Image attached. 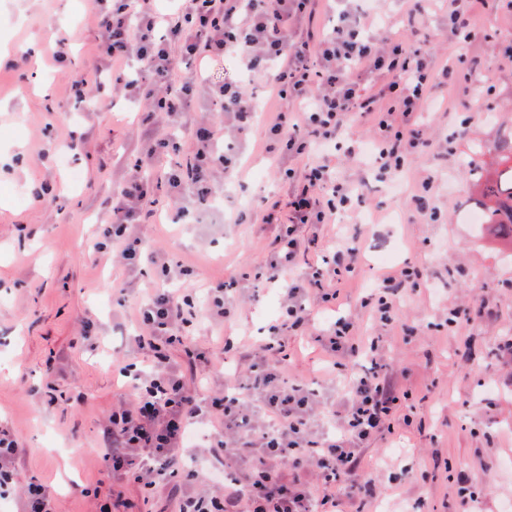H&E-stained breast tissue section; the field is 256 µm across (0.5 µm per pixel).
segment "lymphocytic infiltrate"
<instances>
[{
    "label": "lymphocytic infiltrate",
    "instance_id": "1",
    "mask_svg": "<svg viewBox=\"0 0 512 512\" xmlns=\"http://www.w3.org/2000/svg\"><path fill=\"white\" fill-rule=\"evenodd\" d=\"M159 2L112 0L104 6L101 49L112 67L75 77L78 99L118 87L128 100L139 102L141 122L159 112L175 117L189 110L200 81L195 73L176 80L180 67L234 59L238 79L211 87L217 111L231 114L236 134L264 129L288 156L303 159V180L292 189L287 222H280L276 203L265 198L259 204L262 223L278 228L261 277L283 285V313L261 346V360L222 394L201 393L172 360L173 351L185 347L197 312L189 298L169 287L156 289L135 319L134 341L149 351L150 365L122 370L132 381L135 401L113 409L106 458L113 470L125 471L150 491L164 477L185 475L193 490L172 491L173 512H329L340 501L370 502L380 490L359 474L357 454L374 433L393 434L399 409L385 364L373 358L350 376V401L336 433L323 439L310 434L321 411L318 392L278 374L281 336L307 325L312 305L337 300V285L355 270L358 254L339 249L332 260L308 265L299 279L285 283L281 275L300 258L296 225L335 223L338 214L361 201L355 186L336 180L313 153L350 136L352 122L365 118L374 131L363 143L364 154L379 179L398 177L407 156L446 152L447 143L426 137L420 117L432 108L434 88L449 85L448 70L437 67L431 39L423 33L381 40L370 35L376 21L370 12H339L334 23L316 32L303 26L315 17V0H177L170 12ZM257 84L274 102L273 114L255 110ZM189 136L191 161L171 168L167 177V195L187 223L213 196L218 167L232 162L219 126L199 124ZM141 169L134 164L113 197L101 234L119 245L126 266L157 265L169 282L181 279L184 269L161 262L132 230L151 194ZM382 284L379 295L362 303L386 325L396 319L397 303L412 285L404 271L383 277ZM232 451L253 459L243 477L224 475Z\"/></svg>",
    "mask_w": 512,
    "mask_h": 512
}]
</instances>
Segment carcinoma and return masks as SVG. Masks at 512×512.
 Listing matches in <instances>:
<instances>
[{
  "label": "carcinoma",
  "instance_id": "1",
  "mask_svg": "<svg viewBox=\"0 0 512 512\" xmlns=\"http://www.w3.org/2000/svg\"><path fill=\"white\" fill-rule=\"evenodd\" d=\"M497 151L496 166L471 160L467 168L478 195L482 223L499 244L512 250V131L499 140Z\"/></svg>",
  "mask_w": 512,
  "mask_h": 512
}]
</instances>
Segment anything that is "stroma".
Segmentation results:
<instances>
[{
	"mask_svg": "<svg viewBox=\"0 0 512 512\" xmlns=\"http://www.w3.org/2000/svg\"><path fill=\"white\" fill-rule=\"evenodd\" d=\"M475 38L457 51L448 31V5L436 0L423 19L437 64L458 70L453 88L434 89L435 107L421 116L432 139L449 140L444 156H416L401 177L406 192L425 196L439 211L428 221L404 198L374 179L359 158L331 145L320 159L337 178L362 184L363 201L344 221L319 231L324 248L359 247L355 272L345 274L343 298L312 309L309 335L284 337L289 359L281 375L316 383L324 405L343 412L353 356H339L334 377L311 332L350 317L357 339L381 337L382 357L408 417L400 437L376 436L360 451L363 474L383 491L363 512H507L512 505V255L495 249L489 234L468 223L476 199L464 161L473 144L481 160L496 157L501 135L512 130V75L497 67L512 57V0L472 9ZM69 37L64 52L59 38ZM101 31L93 0H0V426L16 434L17 486L44 485L60 512H95L98 497L115 489L131 512H163L165 502L112 472L100 431L113 407L134 400L121 373L147 364L134 341L132 304L157 285L152 266L129 270L112 254L95 252L98 227L115 193L153 142L171 136L180 149L145 167L154 187L153 216L135 225L153 250L173 265L189 264L193 297L208 281L235 280L231 321H198L192 347L232 341L226 359L189 362L173 353L188 378L220 392L230 371L246 372L280 312L278 290L258 279L271 237L257 223L261 197L285 199L275 181L277 161L254 138L233 140L237 171L220 195L203 206L197 223L181 224L164 195L169 166L190 159L185 129L199 122L228 125L207 96L180 118L139 123L135 103L106 92L78 102L77 73L112 63L98 49ZM479 66L488 84L469 80ZM470 125V137L456 130ZM69 162H62V155ZM409 269L417 284L399 302L398 322H375L360 299L389 269ZM479 316L456 326V309Z\"/></svg>",
	"mask_w": 512,
	"mask_h": 512,
	"instance_id": "1",
	"label": "stroma"
}]
</instances>
